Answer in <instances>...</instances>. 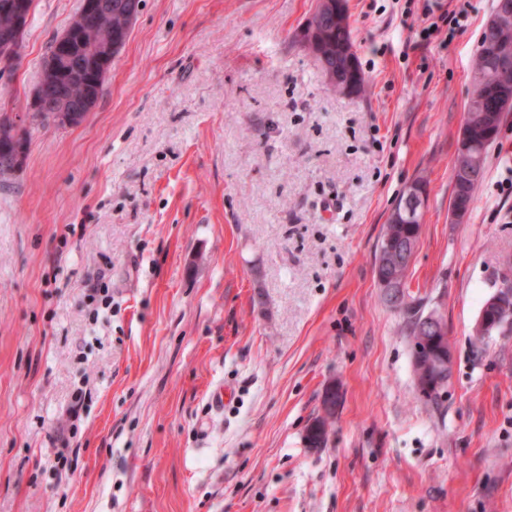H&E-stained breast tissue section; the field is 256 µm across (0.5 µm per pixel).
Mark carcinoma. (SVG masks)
I'll list each match as a JSON object with an SVG mask.
<instances>
[{
	"label": "carcinoma",
	"instance_id": "carcinoma-1",
	"mask_svg": "<svg viewBox=\"0 0 512 512\" xmlns=\"http://www.w3.org/2000/svg\"><path fill=\"white\" fill-rule=\"evenodd\" d=\"M33 0H0V44L5 41L23 42V35ZM142 0H82L78 12L65 29L68 34L65 49L61 42L53 39L42 61V74L35 88L30 112L25 116L11 112H0V180L13 176L23 166L31 131L27 124L43 128L54 126L65 129L81 124L96 104L106 74L91 67L98 47L112 43V55L124 48L131 28L136 22ZM512 43V27L498 28L487 22L481 32L477 56L472 75V91L466 106L465 122L473 120L483 111L484 101L495 99L499 106L494 113V126L501 123L502 113L512 108V91L502 96L499 67L509 63L497 53L500 41ZM295 41L314 55L321 64L328 83L338 89L356 77L359 81L357 93L365 89L366 78L359 62L348 65L342 49L353 46L349 22L336 21V0H317L315 9L304 28L295 34ZM50 95L51 103L62 112H50L38 108L35 101L42 94ZM425 199L407 196L397 205L399 218L388 219L375 257L374 268L402 281L399 297L394 307L403 311L409 340L423 335L420 309L406 302L409 297L407 274L411 257L421 234ZM427 360L413 358L415 384L420 396L435 403L448 387L442 382L431 388L425 371ZM325 416L314 419L306 429L305 440L310 448H323L328 442L327 420L335 411L324 408Z\"/></svg>",
	"mask_w": 512,
	"mask_h": 512
}]
</instances>
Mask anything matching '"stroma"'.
Here are the masks:
<instances>
[{
    "instance_id": "1",
    "label": "stroma",
    "mask_w": 512,
    "mask_h": 512,
    "mask_svg": "<svg viewBox=\"0 0 512 512\" xmlns=\"http://www.w3.org/2000/svg\"><path fill=\"white\" fill-rule=\"evenodd\" d=\"M469 2L449 47L413 51L421 0H349L368 87L347 96L293 40L316 0H144L86 119L32 129L0 184V512H512V333L473 334L512 276V109L466 219L448 211L496 4ZM79 6L33 0L0 110L27 112ZM417 181L408 292L454 355L435 405L374 276ZM332 382L344 404L308 447ZM325 404L326 400L323 401L326 416H320L314 419L313 423L306 429L305 440L307 441L308 447L322 448L325 447L328 442V431L326 429L327 420L335 414V410L327 408Z\"/></svg>"
}]
</instances>
